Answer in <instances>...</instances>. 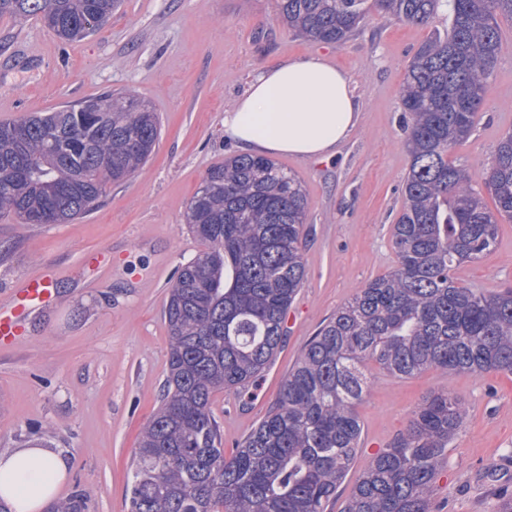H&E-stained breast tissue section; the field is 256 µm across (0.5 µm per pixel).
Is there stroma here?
<instances>
[{
  "label": "stroma",
  "mask_w": 512,
  "mask_h": 512,
  "mask_svg": "<svg viewBox=\"0 0 512 512\" xmlns=\"http://www.w3.org/2000/svg\"><path fill=\"white\" fill-rule=\"evenodd\" d=\"M448 27L444 11L427 26L374 13L344 43L326 44L289 30L275 0H122L102 29L64 42L37 20L0 17V122L111 91L145 99L161 128L150 159L82 217L68 224L0 219V300L21 277L57 271L54 302L30 315L20 346L0 349V450L41 443L61 451L71 471L58 499L81 488L90 512H129L127 474L166 376L168 288L177 268L204 249L186 224L187 206L207 169L237 153L224 139V111L255 68L321 55L350 75L361 116L332 159H277L307 194L306 274L283 346L251 395L223 390L212 398L224 450L232 452L275 402L324 320L396 267L391 231L410 165L400 88L419 46ZM500 30L502 54L483 110L469 138L448 153L475 173L512 131V19L501 20ZM101 247L116 263L89 274L85 254ZM455 276L486 293L512 288V223L499 224L493 252ZM440 389L462 399L469 417L448 446L437 506L493 512L500 493L512 494V374L429 369L397 378L377 370L357 406L361 449L329 512H341L374 453Z\"/></svg>",
  "instance_id": "1"
}]
</instances>
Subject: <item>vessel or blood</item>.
I'll return each instance as SVG.
<instances>
[{"label":"vessel or blood","mask_w":512,"mask_h":512,"mask_svg":"<svg viewBox=\"0 0 512 512\" xmlns=\"http://www.w3.org/2000/svg\"><path fill=\"white\" fill-rule=\"evenodd\" d=\"M54 270L28 276L13 288L7 302L0 303V347H14L26 337L28 316L53 302Z\"/></svg>","instance_id":"b4317fda"}]
</instances>
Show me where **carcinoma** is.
I'll return each mask as SVG.
<instances>
[{
    "label": "carcinoma",
    "mask_w": 512,
    "mask_h": 512,
    "mask_svg": "<svg viewBox=\"0 0 512 512\" xmlns=\"http://www.w3.org/2000/svg\"><path fill=\"white\" fill-rule=\"evenodd\" d=\"M276 2L288 28L323 43L346 40L372 10L424 26L447 8L448 35L420 46L401 88L410 167L392 229L398 264L324 322L276 402L224 455L212 396L248 391L283 343L305 277L307 197L296 174L264 157L211 167L187 208L206 248L168 291L167 374L127 475L129 512H327L360 447L356 405L373 384L370 366L397 378L512 374V289L486 294L454 278L493 251L497 224L512 221V131L480 174L448 160L476 125L502 51L497 17H512V0ZM118 4L0 0V17L36 18L71 41L100 30ZM93 101L104 110L80 102L0 122V218L66 224L147 162L160 136L154 110L135 94ZM466 421L451 392L425 397L372 456L342 512H438L436 479ZM47 512H89V498L77 489Z\"/></svg>",
    "instance_id": "obj_1"
}]
</instances>
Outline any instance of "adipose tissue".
<instances>
[{
  "mask_svg": "<svg viewBox=\"0 0 512 512\" xmlns=\"http://www.w3.org/2000/svg\"><path fill=\"white\" fill-rule=\"evenodd\" d=\"M360 110L346 72L318 56L294 58L251 76L224 113V139L252 156H331ZM69 469L68 458L49 448L0 451V501L12 512H45Z\"/></svg>",
  "mask_w": 512,
  "mask_h": 512,
  "instance_id": "adipose-tissue-1",
  "label": "adipose tissue"
}]
</instances>
